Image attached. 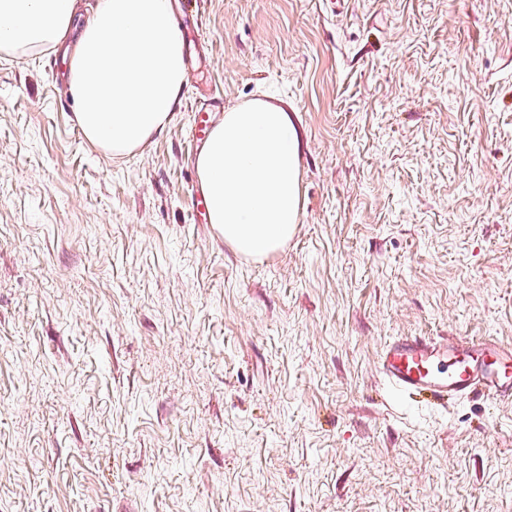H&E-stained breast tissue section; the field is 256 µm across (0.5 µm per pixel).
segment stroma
<instances>
[{"label": "stroma", "instance_id": "35a3bbf8", "mask_svg": "<svg viewBox=\"0 0 512 512\" xmlns=\"http://www.w3.org/2000/svg\"><path fill=\"white\" fill-rule=\"evenodd\" d=\"M135 155L64 60L0 51V512H512V404L390 390L404 334L512 344V0H174ZM282 104L302 208L261 262L192 208L195 109Z\"/></svg>", "mask_w": 512, "mask_h": 512}]
</instances>
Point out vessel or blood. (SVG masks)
Listing matches in <instances>:
<instances>
[{
	"instance_id": "b4317fda",
	"label": "vessel or blood",
	"mask_w": 512,
	"mask_h": 512,
	"mask_svg": "<svg viewBox=\"0 0 512 512\" xmlns=\"http://www.w3.org/2000/svg\"><path fill=\"white\" fill-rule=\"evenodd\" d=\"M377 369L394 390L436 402L483 396L512 403V345L494 339L397 336Z\"/></svg>"
}]
</instances>
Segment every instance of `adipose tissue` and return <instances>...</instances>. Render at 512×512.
I'll use <instances>...</instances> for the list:
<instances>
[{
  "instance_id": "ef3b65f1",
  "label": "adipose tissue",
  "mask_w": 512,
  "mask_h": 512,
  "mask_svg": "<svg viewBox=\"0 0 512 512\" xmlns=\"http://www.w3.org/2000/svg\"><path fill=\"white\" fill-rule=\"evenodd\" d=\"M63 50L65 85L93 145L123 156L177 117L183 33L172 0H0V51ZM301 133L289 112L256 99L227 109L196 159L210 224L235 252L278 253L300 214Z\"/></svg>"
}]
</instances>
